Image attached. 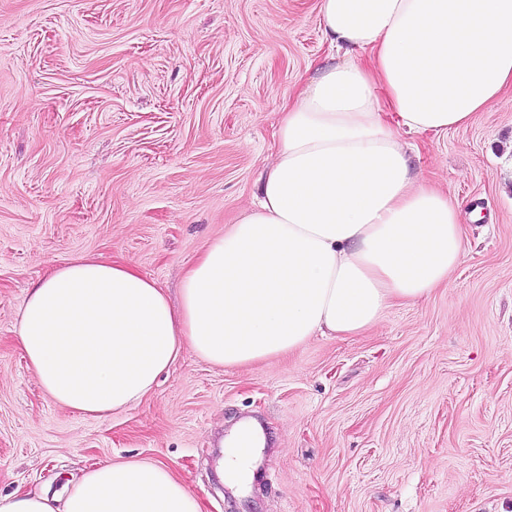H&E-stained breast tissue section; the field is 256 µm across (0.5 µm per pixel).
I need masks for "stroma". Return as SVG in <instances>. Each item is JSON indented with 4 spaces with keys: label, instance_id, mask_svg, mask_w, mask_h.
<instances>
[{
    "label": "stroma",
    "instance_id": "stroma-1",
    "mask_svg": "<svg viewBox=\"0 0 512 512\" xmlns=\"http://www.w3.org/2000/svg\"><path fill=\"white\" fill-rule=\"evenodd\" d=\"M319 0H0V494L104 461L168 465L203 512H512V83L466 126L409 138L459 206L447 286L359 336L217 367L183 349L109 418L52 401L15 342L33 283L117 259L177 297L255 202L284 105L331 53ZM266 436L228 487L219 440Z\"/></svg>",
    "mask_w": 512,
    "mask_h": 512
}]
</instances>
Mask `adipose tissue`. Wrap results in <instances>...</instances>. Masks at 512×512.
I'll use <instances>...</instances> for the list:
<instances>
[{
	"mask_svg": "<svg viewBox=\"0 0 512 512\" xmlns=\"http://www.w3.org/2000/svg\"><path fill=\"white\" fill-rule=\"evenodd\" d=\"M337 49L281 120L259 196L212 240L172 307L156 281L125 263L81 256L29 289L17 343L56 403L101 418L147 396L183 348L215 366H244L314 336L347 338L396 301L448 282L465 251L458 209L417 183L409 133L445 134L512 81V0H320ZM371 53L372 65L359 54ZM224 440V478L251 476L242 442ZM0 512H202L171 469L107 461L63 495L0 494Z\"/></svg>",
	"mask_w": 512,
	"mask_h": 512,
	"instance_id": "obj_1",
	"label": "adipose tissue"
}]
</instances>
